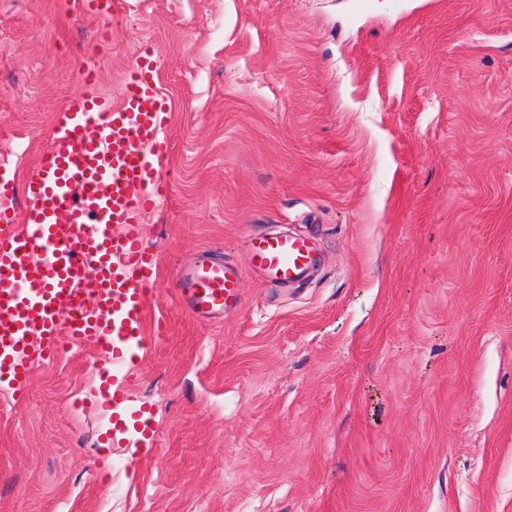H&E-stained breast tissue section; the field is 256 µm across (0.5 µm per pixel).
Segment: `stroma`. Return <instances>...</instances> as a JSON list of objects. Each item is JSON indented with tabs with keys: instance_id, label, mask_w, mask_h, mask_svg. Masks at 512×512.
Returning a JSON list of instances; mask_svg holds the SVG:
<instances>
[{
	"instance_id": "obj_1",
	"label": "stroma",
	"mask_w": 512,
	"mask_h": 512,
	"mask_svg": "<svg viewBox=\"0 0 512 512\" xmlns=\"http://www.w3.org/2000/svg\"><path fill=\"white\" fill-rule=\"evenodd\" d=\"M0 0V175L68 102L167 106L144 344L0 388V512H512V0ZM301 234L305 280L247 263ZM234 313L178 299L199 259ZM241 270L236 263L200 261L181 275L180 298L196 317L215 318L241 305Z\"/></svg>"
}]
</instances>
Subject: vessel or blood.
<instances>
[{"label": "vessel or blood", "instance_id": "1", "mask_svg": "<svg viewBox=\"0 0 512 512\" xmlns=\"http://www.w3.org/2000/svg\"><path fill=\"white\" fill-rule=\"evenodd\" d=\"M165 123L153 63L137 52L120 105L73 99L23 195L0 182V376L12 375V388L58 346L92 342L120 364L140 342L156 265L141 218L163 193L155 159L167 150ZM91 125L98 137L86 135ZM311 262L306 239L251 241V269L272 280L293 281ZM240 278L234 262L201 261L182 273L180 298L191 314L215 318L240 307Z\"/></svg>", "mask_w": 512, "mask_h": 512}]
</instances>
